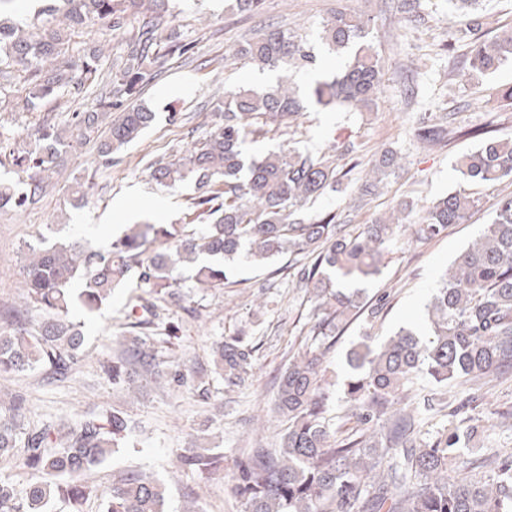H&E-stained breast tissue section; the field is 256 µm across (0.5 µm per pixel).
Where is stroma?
<instances>
[{"mask_svg":"<svg viewBox=\"0 0 512 512\" xmlns=\"http://www.w3.org/2000/svg\"><path fill=\"white\" fill-rule=\"evenodd\" d=\"M339 8L372 20L371 36L384 73L374 110L363 115L332 112L310 102L297 120L296 132L282 130L274 138L254 143V150L295 145L321 153L335 144L352 146V153L342 159L351 170L346 192L324 196L314 204L321 212L349 215L345 225L349 233L374 217L387 215L403 199L421 207L463 187L477 201L463 223L449 225L431 241L421 243L411 232H404L383 274L363 285L368 299L387 296L382 319L371 328L364 320L355 321L326 352L324 365L332 384L326 418L337 438L355 433L360 424L341 398L349 373L347 350L364 332L381 342L409 322L415 323L420 334H428L424 314L434 288L491 223L498 199L512 191V182L464 183L455 160L476 148L478 139L454 135L429 146L418 137L423 121L440 112L455 113L461 127L482 126L496 137L512 134V103L505 98L512 88V64L490 74L459 77L468 47L462 41L449 42L446 29L463 26L465 20L455 15L450 0H420V10L429 21L418 27L403 21L401 0H263L252 14L230 11L226 0H170L168 10L154 14L153 22L162 29L179 26L194 48L180 57L159 53L147 64L136 101L155 112L156 119L144 136L119 150L109 167L98 165L95 144H74L63 157L58 178L26 211L0 210V320L13 319L20 311L28 319L36 317L35 312L26 311L21 289L25 244L34 235L80 236L102 247L120 235L124 225L145 217L155 224L192 221L191 187L168 189L156 184L149 165L182 155L197 143L213 123L214 106L225 90L243 85L260 89L275 80V72L230 58L235 45L268 25L300 35L316 55L315 64L292 70L300 79L301 94H308L316 80L339 72L341 59L330 54L321 41L323 23ZM90 108V100H72L61 102L55 110L47 106L39 112H6L0 119L19 143L28 144L54 111L86 112ZM385 150L401 155L402 169L385 181L363 209L350 211V199L359 193L362 167ZM90 173L95 185L88 204L67 203L73 177ZM182 291V305L168 308L152 335L169 338L172 354L178 356L183 369L191 370L209 361L215 341L246 333L256 352L238 386L228 387L221 375L213 373L206 376L201 389L174 382L163 387L151 383L136 394L113 388L99 361L111 356V338L127 329L126 294L119 291L87 322L89 354L78 372L53 377L41 367L8 381L0 379V392L27 394V421L32 428L59 418L74 421L90 410H123L131 433L124 447L90 474V481L107 485L120 472L140 468L166 483V512H182L190 493L205 512H242L229 474L184 473L174 468L173 460L200 435L209 446L223 448L228 457L258 442L277 447L287 424L272 411V380L304 345L315 320V303L306 289L298 287L292 270L277 271L272 263L258 269L238 265L230 284L221 289L203 290L188 280ZM506 412L510 420L495 424V417ZM466 413L485 420L486 425L472 441L463 443L464 455L512 448V380L497 386Z\"/></svg>","mask_w":512,"mask_h":512,"instance_id":"obj_1","label":"stroma"}]
</instances>
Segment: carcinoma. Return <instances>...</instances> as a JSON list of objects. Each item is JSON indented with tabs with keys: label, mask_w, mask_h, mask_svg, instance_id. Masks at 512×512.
<instances>
[{
	"label": "carcinoma",
	"mask_w": 512,
	"mask_h": 512,
	"mask_svg": "<svg viewBox=\"0 0 512 512\" xmlns=\"http://www.w3.org/2000/svg\"><path fill=\"white\" fill-rule=\"evenodd\" d=\"M25 27L0 21V108L37 112L52 100L92 98L94 111L70 112L64 123L45 121L33 145L17 147L14 133L0 123V159L9 161L15 179L0 181V209L14 212L32 204L58 173L64 149L73 143L98 144V164L112 165V154L137 140L155 113L124 102L145 78L142 65L161 48L180 56L189 50L174 26L163 34L152 21L139 23L136 35L112 61L117 88L102 87L99 54L76 40L86 30H121L139 11L168 8V0H42ZM476 17L464 29L449 28L457 40L468 38L470 57L463 68L487 74L512 63V33L484 39ZM371 21L338 10L322 26L328 51L344 58L342 73L316 82V104L337 111H370L376 106L382 66L370 38ZM234 57L260 68L311 65L316 55L286 29L270 26L239 44ZM303 110L296 89L282 77L257 92H224L218 120L186 156L151 165V178L173 187L193 185L191 208L201 227L187 224H132L106 249L72 238H45L27 244L23 298L40 311L31 323L15 319L0 325V378L37 366L75 371L85 358V323L71 317L78 304L98 312L117 288H127V318L134 332L113 340L112 357L100 369L112 386L132 391L142 380L200 383L203 374H186L179 359L137 329L160 318L159 303L183 301L179 273L193 269L197 288H222L228 269L243 256L262 265L283 255L315 256L301 280L314 290L317 317L311 344L291 357L275 383L273 411L288 421L279 448H242L232 459V490L243 512H512V454L497 452L464 458L459 430L433 442L418 438L420 420L402 407L414 380L427 375L457 387L512 374V193L498 202L495 217L442 277L429 305L430 333L419 337L400 328L381 346L366 336L347 353L351 375L344 399L364 426L358 437L336 441L325 417L331 384L325 379L324 349L332 347L363 308L375 321L387 305L383 296L371 305L361 289L341 282L369 281L382 272L394 242L415 211L403 200L387 217L344 233L333 211L313 215L308 205L345 190L347 173L335 154L298 148L249 155L244 145L274 129L292 127ZM119 113L107 130L102 125ZM455 132L441 114L419 137L429 143ZM387 150L370 164L361 184L365 197L397 166ZM456 168L467 182L493 183L512 178V137L486 138L459 156ZM94 183L69 187L72 201L88 200ZM475 200L459 189L423 210L414 235L430 240L462 223ZM254 346L242 333L224 337L212 350L214 371L232 386L251 365ZM27 396L11 395L0 408V465L31 471L35 480L20 489L0 477V512H84L91 497L104 512H165L167 490L151 472L127 469L103 488L86 481L87 472L104 464L128 428L123 412H92L76 422L26 425ZM180 468L202 475L224 472V454L188 448Z\"/></svg>",
	"instance_id": "obj_1"
}]
</instances>
